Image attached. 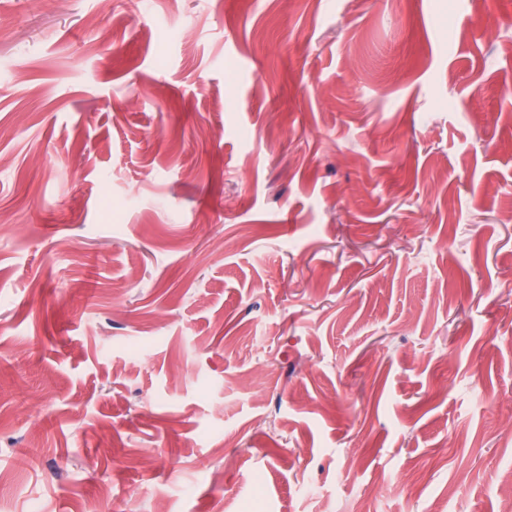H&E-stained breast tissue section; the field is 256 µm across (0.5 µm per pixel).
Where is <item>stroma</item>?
Listing matches in <instances>:
<instances>
[{
    "label": "stroma",
    "mask_w": 512,
    "mask_h": 512,
    "mask_svg": "<svg viewBox=\"0 0 512 512\" xmlns=\"http://www.w3.org/2000/svg\"><path fill=\"white\" fill-rule=\"evenodd\" d=\"M510 13L0 0V512H499Z\"/></svg>",
    "instance_id": "obj_1"
}]
</instances>
